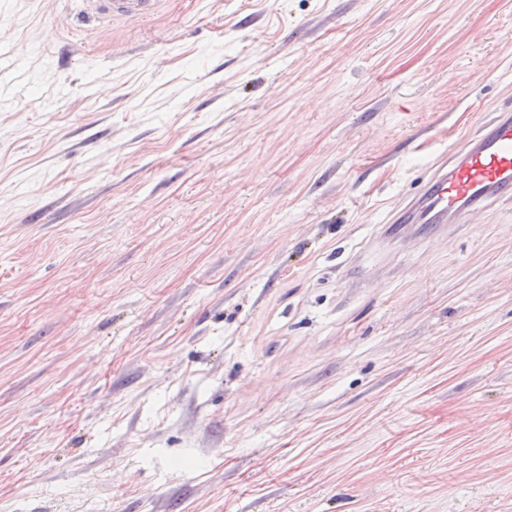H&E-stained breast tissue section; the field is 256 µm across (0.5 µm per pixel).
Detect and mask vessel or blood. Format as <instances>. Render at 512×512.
<instances>
[{"label": "vessel or blood", "mask_w": 512, "mask_h": 512, "mask_svg": "<svg viewBox=\"0 0 512 512\" xmlns=\"http://www.w3.org/2000/svg\"><path fill=\"white\" fill-rule=\"evenodd\" d=\"M88 12L108 21L148 19L161 0H86ZM512 200V106L485 122L447 164L432 171L396 209L393 224H463L489 204Z\"/></svg>", "instance_id": "1"}]
</instances>
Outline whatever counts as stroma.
<instances>
[{"label": "stroma", "mask_w": 512, "mask_h": 512, "mask_svg": "<svg viewBox=\"0 0 512 512\" xmlns=\"http://www.w3.org/2000/svg\"><path fill=\"white\" fill-rule=\"evenodd\" d=\"M0 53V512H512V201L386 230L512 0H0ZM87 12L101 20L148 19L158 11L161 0H86Z\"/></svg>", "instance_id": "1"}]
</instances>
